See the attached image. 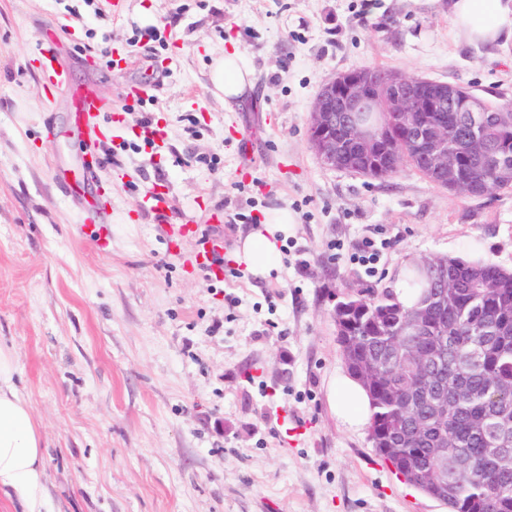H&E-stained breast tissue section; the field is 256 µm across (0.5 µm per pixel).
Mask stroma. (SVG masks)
Masks as SVG:
<instances>
[{
	"label": "stroma",
	"mask_w": 512,
	"mask_h": 512,
	"mask_svg": "<svg viewBox=\"0 0 512 512\" xmlns=\"http://www.w3.org/2000/svg\"><path fill=\"white\" fill-rule=\"evenodd\" d=\"M372 3L0 0V348L46 446L44 512H448L334 414L333 310L423 257L512 270V191L324 168L309 113L360 67L512 101V53L458 42L448 0ZM52 30L61 83L37 61ZM232 49L253 85L229 108L210 64ZM78 87L101 107L74 136ZM273 209L296 223L256 278L230 252ZM367 238L392 243L372 276Z\"/></svg>",
	"instance_id": "obj_1"
}]
</instances>
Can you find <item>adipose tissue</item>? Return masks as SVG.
<instances>
[{"label":"adipose tissue","instance_id":"obj_1","mask_svg":"<svg viewBox=\"0 0 512 512\" xmlns=\"http://www.w3.org/2000/svg\"><path fill=\"white\" fill-rule=\"evenodd\" d=\"M453 34L461 43L504 47L512 43V0H449ZM211 80L225 105H232L252 84V70L242 54L225 53L212 64ZM294 222L289 211L275 210L263 224L241 238L234 250L238 264L265 278L278 268L281 246ZM16 365L0 350V490L10 493L22 512H39L45 477V453L30 408L14 384ZM335 412L355 428L369 419V400L352 377L341 378L333 398Z\"/></svg>","mask_w":512,"mask_h":512}]
</instances>
